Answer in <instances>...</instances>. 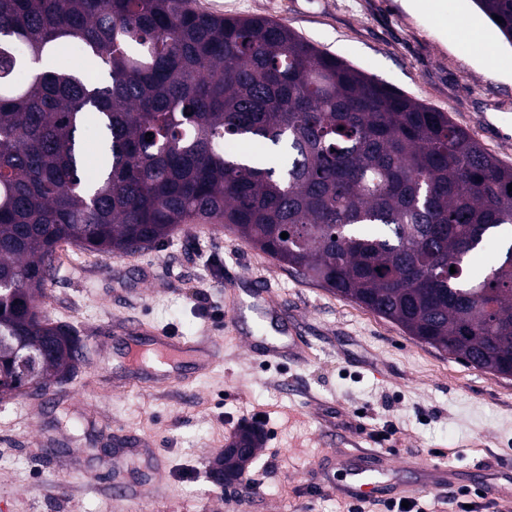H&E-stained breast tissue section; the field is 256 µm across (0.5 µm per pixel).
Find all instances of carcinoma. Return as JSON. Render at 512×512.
Wrapping results in <instances>:
<instances>
[{"instance_id": "obj_1", "label": "carcinoma", "mask_w": 512, "mask_h": 512, "mask_svg": "<svg viewBox=\"0 0 512 512\" xmlns=\"http://www.w3.org/2000/svg\"><path fill=\"white\" fill-rule=\"evenodd\" d=\"M473 3L504 19L512 45V0ZM63 43L107 80L35 67ZM229 139L265 152L227 155ZM511 183L512 166L447 113L269 18L190 0H0V336L47 370L83 349L40 310L60 244L125 254L205 222L457 359L512 374V245L470 269L512 238ZM10 364L1 352L0 399L25 394ZM261 445L249 425L229 447Z\"/></svg>"}]
</instances>
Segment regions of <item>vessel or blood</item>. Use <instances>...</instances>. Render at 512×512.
Instances as JSON below:
<instances>
[{"mask_svg":"<svg viewBox=\"0 0 512 512\" xmlns=\"http://www.w3.org/2000/svg\"><path fill=\"white\" fill-rule=\"evenodd\" d=\"M224 329L246 337L257 331L263 332L266 340L261 352L269 358L304 352L302 340L289 330L281 307L273 305L271 290L262 280L226 309ZM118 333L131 340L137 358L144 360L151 356L155 359L154 366L143 364L140 374L129 379L128 384L132 387H157L178 382L181 378L178 366L186 359L194 361L195 369L200 373L210 371L224 360L222 348L210 336L185 340L143 323L122 325ZM456 480L455 470L439 462L422 463L397 457L385 448H342L336 453V476L326 479L324 486L346 500L372 493L415 499L439 487L455 484Z\"/></svg>","mask_w":512,"mask_h":512,"instance_id":"vessel-or-blood-1","label":"vessel or blood"}]
</instances>
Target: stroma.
I'll return each mask as SVG.
<instances>
[{
    "instance_id": "obj_1",
    "label": "stroma",
    "mask_w": 512,
    "mask_h": 512,
    "mask_svg": "<svg viewBox=\"0 0 512 512\" xmlns=\"http://www.w3.org/2000/svg\"><path fill=\"white\" fill-rule=\"evenodd\" d=\"M191 0L221 16H264L374 79L447 112L512 165V45L472 0ZM473 22L478 49L457 45ZM41 308L74 327V377L0 401V512H343L316 478L337 448L386 447L512 482V377L460 361L396 323L283 269L228 228L181 226L115 256L64 244ZM259 278L287 305L308 355L267 363L224 332V295ZM215 336L224 364L163 388L118 390L135 367L114 324ZM244 425L263 445L240 479L213 469Z\"/></svg>"
}]
</instances>
